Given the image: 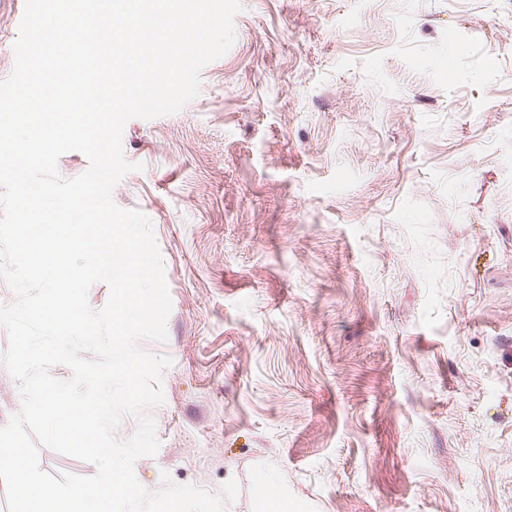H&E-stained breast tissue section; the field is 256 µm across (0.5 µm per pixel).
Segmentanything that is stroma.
<instances>
[{"label": "stroma", "instance_id": "35a3bbf8", "mask_svg": "<svg viewBox=\"0 0 512 512\" xmlns=\"http://www.w3.org/2000/svg\"><path fill=\"white\" fill-rule=\"evenodd\" d=\"M130 120L173 364L136 460L262 512H512V0H241ZM25 0H0V80ZM263 486L272 488L276 494L273 498L263 497L265 512H288V497L280 490L273 474L269 473L265 476Z\"/></svg>", "mask_w": 512, "mask_h": 512}]
</instances>
